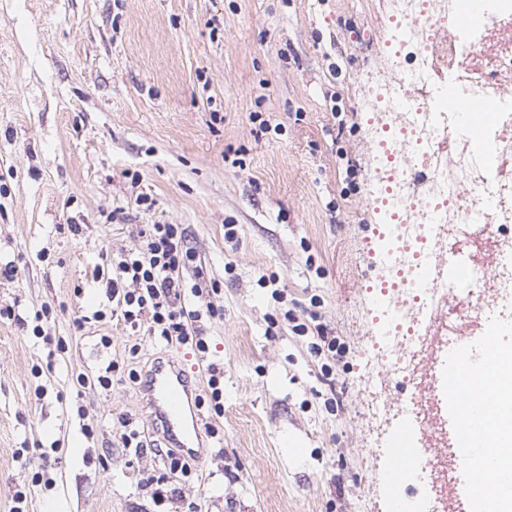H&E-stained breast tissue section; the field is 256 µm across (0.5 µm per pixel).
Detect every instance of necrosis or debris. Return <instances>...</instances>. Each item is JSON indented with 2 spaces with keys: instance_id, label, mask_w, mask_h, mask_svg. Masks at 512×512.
I'll use <instances>...</instances> for the list:
<instances>
[{
  "instance_id": "obj_1",
  "label": "necrosis or debris",
  "mask_w": 512,
  "mask_h": 512,
  "mask_svg": "<svg viewBox=\"0 0 512 512\" xmlns=\"http://www.w3.org/2000/svg\"><path fill=\"white\" fill-rule=\"evenodd\" d=\"M468 10L469 0H389L377 46L394 69L387 84L359 87L366 112L392 115L375 131L378 162L368 177L383 217L377 258L385 273L367 288L364 409L394 433L414 421L434 442L410 477L424 490L411 512H463L448 502V472L462 460L437 419L429 348L459 344L468 324L490 315L512 321V179L502 175L512 162V0H482L472 20ZM443 74L467 100L494 107L492 119L447 142L438 130L456 115L433 82ZM417 167L427 173L423 197L388 204ZM444 256L470 268L473 287L455 291Z\"/></svg>"
}]
</instances>
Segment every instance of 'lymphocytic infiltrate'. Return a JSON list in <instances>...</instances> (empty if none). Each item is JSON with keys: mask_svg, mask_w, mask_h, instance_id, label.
I'll return each instance as SVG.
<instances>
[{"mask_svg": "<svg viewBox=\"0 0 512 512\" xmlns=\"http://www.w3.org/2000/svg\"><path fill=\"white\" fill-rule=\"evenodd\" d=\"M187 237L181 224L140 225L135 244L113 256L106 292L131 328H145L156 341L204 354L209 344L201 319L223 316L224 310L211 301L218 283L198 264ZM189 269L195 277L191 283L184 277ZM192 471V456L167 451L164 473L147 479L155 501L173 495L186 503L187 512H198L183 487Z\"/></svg>", "mask_w": 512, "mask_h": 512, "instance_id": "obj_1", "label": "lymphocytic infiltrate"}]
</instances>
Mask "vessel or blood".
<instances>
[{
  "label": "vessel or blood",
  "mask_w": 512,
  "mask_h": 512,
  "mask_svg": "<svg viewBox=\"0 0 512 512\" xmlns=\"http://www.w3.org/2000/svg\"><path fill=\"white\" fill-rule=\"evenodd\" d=\"M442 101L449 111L457 113L460 126L466 128L493 110L488 102L473 104L461 100L451 87L444 89ZM143 391L154 423L171 447L193 453L203 416L192 401L195 383L182 365L174 361L148 373ZM388 454L390 464L381 479L390 490L394 512H405L402 493L416 459V448L409 435L403 432L395 437Z\"/></svg>",
  "instance_id": "b4317fda"
}]
</instances>
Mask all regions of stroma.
Listing matches in <instances>:
<instances>
[{
  "mask_svg": "<svg viewBox=\"0 0 512 512\" xmlns=\"http://www.w3.org/2000/svg\"><path fill=\"white\" fill-rule=\"evenodd\" d=\"M384 9L0 0V261L15 266L0 279V308L15 312L0 319V512L18 490L26 512H183L146 485L161 456L123 447L116 427L125 416L155 439L128 372L167 358L186 361L201 395L209 365L224 373V414L204 413L214 431L190 478L201 512H365L359 328L377 217L358 84L383 66ZM140 192L151 209L136 205ZM73 222L81 234L67 231ZM157 223L185 225L221 284L205 356L131 330L93 281L139 225ZM45 305L51 337L66 344L55 354L29 328ZM287 309L331 328L342 359L315 353ZM107 367L104 388L95 377Z\"/></svg>",
  "mask_w": 512,
  "mask_h": 512,
  "instance_id": "1",
  "label": "stroma"
}]
</instances>
